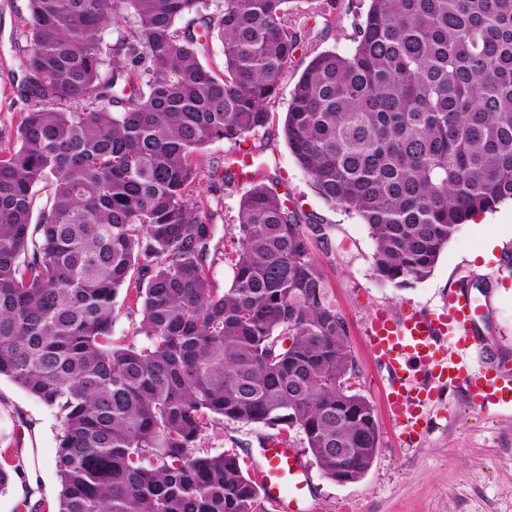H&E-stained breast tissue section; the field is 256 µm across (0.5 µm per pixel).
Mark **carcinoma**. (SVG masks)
I'll list each match as a JSON object with an SVG mask.
<instances>
[{
	"instance_id": "1",
	"label": "carcinoma",
	"mask_w": 512,
	"mask_h": 512,
	"mask_svg": "<svg viewBox=\"0 0 512 512\" xmlns=\"http://www.w3.org/2000/svg\"><path fill=\"white\" fill-rule=\"evenodd\" d=\"M28 2L30 107L0 151V377L57 409L58 512H270L238 455L201 446L216 420L295 427L328 479L362 478L379 424L310 254L323 225L255 180L221 249L194 193L203 146L252 154L269 125L304 44L289 0ZM128 16L104 57L98 31ZM215 35L220 77L201 60ZM354 43L311 58L284 133L317 193L369 226L375 276L405 289L512 201V0H369ZM236 163L208 169L215 191ZM124 288L145 347L112 341Z\"/></svg>"
}]
</instances>
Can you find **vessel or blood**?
<instances>
[{
	"label": "vessel or blood",
	"mask_w": 512,
	"mask_h": 512,
	"mask_svg": "<svg viewBox=\"0 0 512 512\" xmlns=\"http://www.w3.org/2000/svg\"><path fill=\"white\" fill-rule=\"evenodd\" d=\"M480 315L469 281L461 279L449 289L442 312L373 318L368 344L387 370V412L403 435L424 434V419L435 406L433 385L440 381L462 388L480 411L512 410V368L482 346ZM253 466L275 512H316L307 470L286 440H268Z\"/></svg>",
	"instance_id": "obj_1"
}]
</instances>
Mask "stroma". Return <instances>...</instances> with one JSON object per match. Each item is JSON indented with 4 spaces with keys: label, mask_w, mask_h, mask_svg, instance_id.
I'll return each instance as SVG.
<instances>
[{
    "label": "stroma",
    "mask_w": 512,
    "mask_h": 512,
    "mask_svg": "<svg viewBox=\"0 0 512 512\" xmlns=\"http://www.w3.org/2000/svg\"><path fill=\"white\" fill-rule=\"evenodd\" d=\"M360 0H290L288 18L305 35V44L288 64L272 118L257 136L254 168L287 185L302 212L322 224L326 239H312L311 253L349 331L355 368L354 390L373 406L380 451L365 475L339 484L326 478L315 461L307 467L318 512H512V412L486 415L463 391L440 393L421 442L401 436L387 416L386 373L367 343L370 322L379 310L398 315L417 309L441 311L449 288L470 276L475 304L485 306L487 348L512 364V202L499 204L461 225L431 273L400 290L379 281L373 271L375 242L353 213L326 204L297 164L283 134L290 94L309 55L342 54L353 47V21ZM28 0H0V149L16 145V127L27 103L18 91L21 62L29 52L23 33ZM494 276L493 289L483 280ZM60 420L54 408L7 378H0V468L13 484L0 493V512H58L59 480L53 465ZM303 448L302 433H278L262 425L215 421L202 445L211 452L237 453L248 464L271 436Z\"/></svg>",
    "instance_id": "stroma-1"
}]
</instances>
